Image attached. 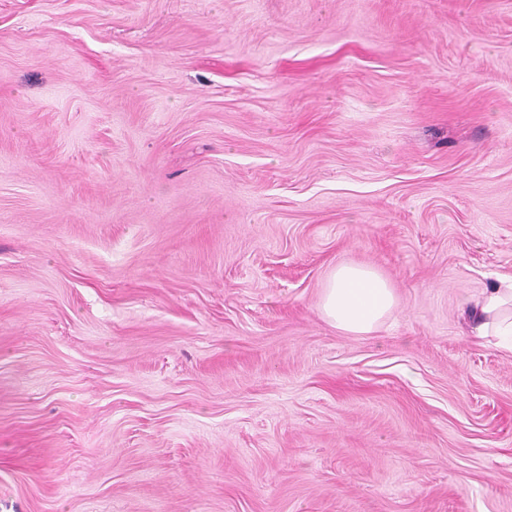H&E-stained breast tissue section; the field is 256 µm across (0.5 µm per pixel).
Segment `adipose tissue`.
Here are the masks:
<instances>
[{"label":"adipose tissue","mask_w":512,"mask_h":512,"mask_svg":"<svg viewBox=\"0 0 512 512\" xmlns=\"http://www.w3.org/2000/svg\"><path fill=\"white\" fill-rule=\"evenodd\" d=\"M396 303L386 277L372 267L346 263L333 267L325 281L321 313L336 329L367 335L379 329ZM468 331L492 336L500 348L512 351V278L499 280L465 306Z\"/></svg>","instance_id":"ef3b65f1"}]
</instances>
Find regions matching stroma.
Listing matches in <instances>:
<instances>
[{"label": "stroma", "mask_w": 512, "mask_h": 512, "mask_svg": "<svg viewBox=\"0 0 512 512\" xmlns=\"http://www.w3.org/2000/svg\"><path fill=\"white\" fill-rule=\"evenodd\" d=\"M511 275L512 0H0V512H512ZM395 303L386 277L372 267L346 263L329 271L320 308L324 319L336 329L367 335L379 329ZM464 311L471 335L494 336L500 348L512 351V278L500 279L468 300Z\"/></svg>", "instance_id": "obj_1"}]
</instances>
